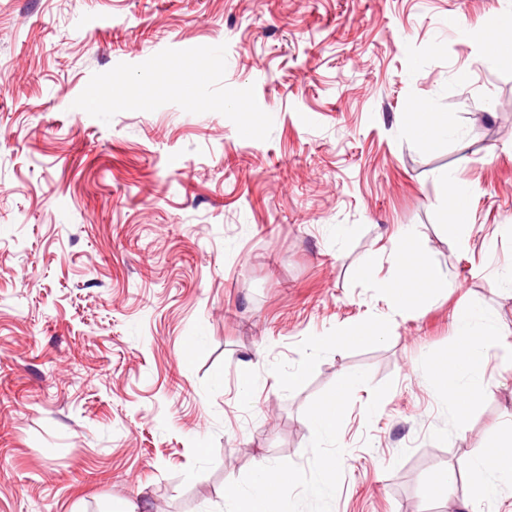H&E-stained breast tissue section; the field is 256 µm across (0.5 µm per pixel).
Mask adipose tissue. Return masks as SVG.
Segmentation results:
<instances>
[{"label":"adipose tissue","instance_id":"obj_1","mask_svg":"<svg viewBox=\"0 0 512 512\" xmlns=\"http://www.w3.org/2000/svg\"><path fill=\"white\" fill-rule=\"evenodd\" d=\"M412 268L417 271L416 277L393 291L397 308L424 305L448 285L447 277L425 262L421 246L414 239L406 241L401 249L398 270L404 275ZM496 336V328L487 324L480 313L469 309L457 314L453 348L429 364L432 385L451 409L467 411L479 399L492 395L498 380L483 370L482 363L495 346ZM353 384V378H342L334 396L307 416L305 425L313 438L336 435L345 398ZM336 470L334 460L323 459L320 479L306 483L293 468L262 462L249 485L228 481L225 497L233 506L232 512H285L287 489L301 483L306 495L321 496L334 485ZM461 481L468 489L460 502L462 512H473L476 504L497 500L503 487L512 486V426L488 435L473 452L463 474L445 467L433 475L434 485L449 494Z\"/></svg>","mask_w":512,"mask_h":512}]
</instances>
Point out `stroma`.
Wrapping results in <instances>:
<instances>
[{"instance_id": "stroma-1", "label": "stroma", "mask_w": 512, "mask_h": 512, "mask_svg": "<svg viewBox=\"0 0 512 512\" xmlns=\"http://www.w3.org/2000/svg\"><path fill=\"white\" fill-rule=\"evenodd\" d=\"M500 8L0 0V512H230L226 481L269 461L310 482L326 456L333 489L295 486L291 512H448L434 472L512 421V295L487 285L512 270V59L483 39ZM424 104L453 137L415 136ZM408 229L448 286L399 311ZM468 308L499 324L500 384L459 415L427 364ZM345 375L314 445L304 419ZM442 180L445 182L448 188V196L455 200V204L452 206L450 211L451 224L454 228L460 231H466L467 226H469V218L466 209L458 208L456 204V199L460 195H464L460 183L456 176L452 173L446 172L442 175ZM355 382L354 378L343 377L334 396L322 402L307 416L305 425L314 439L336 435L346 395ZM337 461L324 458L321 467V478L319 480L308 482L305 485L304 492L310 497H319L323 495L335 483V472L337 474Z\"/></svg>"}]
</instances>
